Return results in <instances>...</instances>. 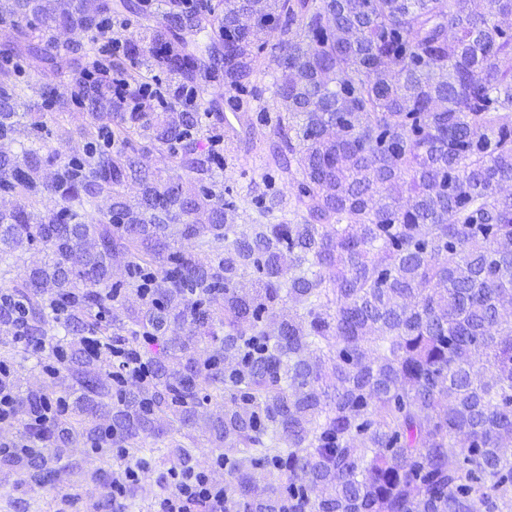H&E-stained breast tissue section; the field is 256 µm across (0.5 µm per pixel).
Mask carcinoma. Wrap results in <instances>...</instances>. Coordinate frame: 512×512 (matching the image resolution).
I'll return each instance as SVG.
<instances>
[{"label": "carcinoma", "mask_w": 512, "mask_h": 512, "mask_svg": "<svg viewBox=\"0 0 512 512\" xmlns=\"http://www.w3.org/2000/svg\"><path fill=\"white\" fill-rule=\"evenodd\" d=\"M482 3L222 0L216 16L159 0L163 23L112 62L124 99L82 87L86 144L68 161L21 138L44 124L0 68V359L18 336L48 343L72 399L44 424L50 395L1 380L20 435L59 461L109 416L113 446L179 464L202 434L224 448L226 512H512V0ZM121 9L135 4L7 0L1 18L41 28L0 57L91 67L98 23ZM66 26L87 41L59 44ZM273 32L292 53L273 57L282 111L260 120L295 193L290 218L269 221L271 194L238 224L198 109L216 75L232 91L265 70ZM142 67L167 72L175 100L195 91V110L129 108ZM135 136L172 150L175 173L140 165ZM102 194L108 218L87 220ZM118 259L127 279L112 283ZM92 347L140 357L147 378L102 376ZM0 466L61 480L24 456Z\"/></svg>", "instance_id": "cac0c4a2"}]
</instances>
